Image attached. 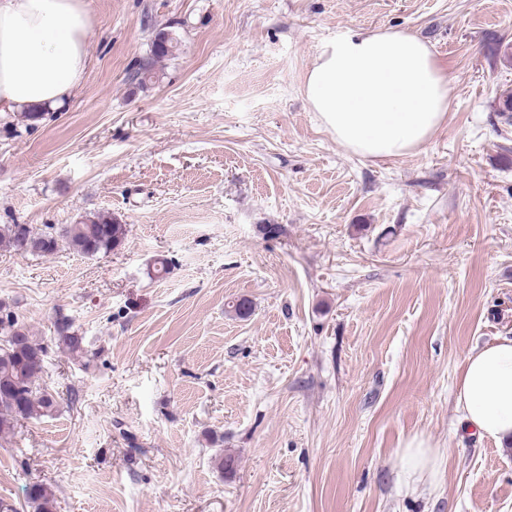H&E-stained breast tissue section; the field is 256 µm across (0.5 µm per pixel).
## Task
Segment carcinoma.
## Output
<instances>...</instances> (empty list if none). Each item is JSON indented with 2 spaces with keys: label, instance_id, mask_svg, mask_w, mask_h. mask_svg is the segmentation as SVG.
<instances>
[{
  "label": "carcinoma",
  "instance_id": "carcinoma-1",
  "mask_svg": "<svg viewBox=\"0 0 512 512\" xmlns=\"http://www.w3.org/2000/svg\"><path fill=\"white\" fill-rule=\"evenodd\" d=\"M177 39L170 31L151 42L149 54L141 59L130 73L131 80L140 88L153 83L156 64L174 56ZM126 225L109 213H97L78 224H66L36 233L28 224H1L0 243L31 254L51 255L59 250V243L83 256L107 254L125 238ZM58 341L71 352L83 350L82 337L72 331L66 318L57 320ZM7 340L0 343V435L11 433L18 422L53 415L58 409L56 396L40 386L46 368V349L30 336L18 317L8 311L0 317V335ZM26 496L35 512H54L52 491L43 484L27 487Z\"/></svg>",
  "mask_w": 512,
  "mask_h": 512
}]
</instances>
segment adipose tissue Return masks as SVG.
<instances>
[{
  "label": "adipose tissue",
  "instance_id": "ef3b65f1",
  "mask_svg": "<svg viewBox=\"0 0 512 512\" xmlns=\"http://www.w3.org/2000/svg\"><path fill=\"white\" fill-rule=\"evenodd\" d=\"M90 28L84 0H0V116L67 101L86 71ZM304 95L340 146L383 161L418 152L444 124L448 73L410 32L351 29L318 51ZM455 409L466 430L512 445V336L467 354ZM444 455L410 440L397 456L398 484L437 482Z\"/></svg>",
  "mask_w": 512,
  "mask_h": 512
}]
</instances>
